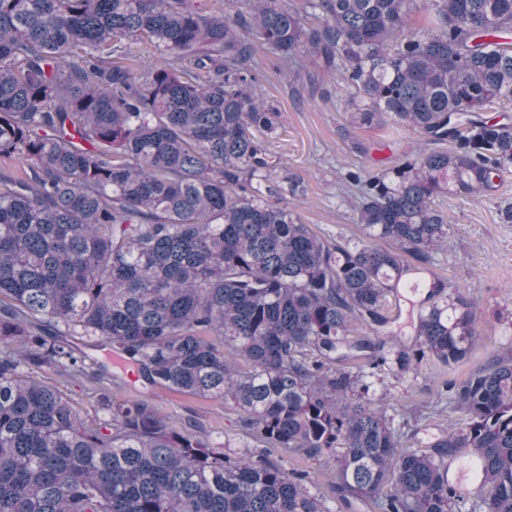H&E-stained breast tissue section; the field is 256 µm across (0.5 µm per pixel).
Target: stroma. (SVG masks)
Masks as SVG:
<instances>
[{"label":"stroma","mask_w":512,"mask_h":512,"mask_svg":"<svg viewBox=\"0 0 512 512\" xmlns=\"http://www.w3.org/2000/svg\"><path fill=\"white\" fill-rule=\"evenodd\" d=\"M254 61L265 100L281 114L270 145L272 179L281 198L298 222L310 225L322 239L357 241L355 198L342 173L394 165L412 149L414 134L392 120L371 128L350 126L340 106L335 73L322 70L316 82H308V66L284 65L261 44L255 47ZM357 141L366 146V153L354 151ZM505 199L512 200V168L500 173L486 197L440 200L451 231L432 272L474 307L477 336L467 357L452 366L427 357L416 372L400 380L387 378L373 388L387 410L408 408L417 413L422 442L460 422L458 414L434 411L435 401L428 393L432 382L461 380L491 354L512 353V223L504 221L497 207ZM107 383L116 399L148 398L177 427L195 424L198 435L216 448L247 451L248 440L238 431L236 414L223 401L147 390L128 372L109 377Z\"/></svg>","instance_id":"obj_1"}]
</instances>
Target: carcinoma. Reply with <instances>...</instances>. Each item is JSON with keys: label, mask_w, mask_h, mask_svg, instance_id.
Instances as JSON below:
<instances>
[{"label": "carcinoma", "mask_w": 512, "mask_h": 512, "mask_svg": "<svg viewBox=\"0 0 512 512\" xmlns=\"http://www.w3.org/2000/svg\"><path fill=\"white\" fill-rule=\"evenodd\" d=\"M0 0V512H327L285 450L324 458L374 512H512V355L444 383L462 426L416 444L369 398L426 355L462 361L472 303L435 278L413 343L383 332L387 297L428 272L450 225L436 200L487 195L512 166V0ZM495 36L501 42L490 43ZM336 73L351 125L419 137L389 169L350 170L353 247L299 223L271 185L280 113L252 65ZM161 63L127 64L128 42ZM448 145L445 151L432 146ZM368 332L359 336L357 326ZM95 337L151 388L232 404L256 458L218 451L146 399L117 403ZM46 370L98 384L86 417ZM478 464L460 492L448 461Z\"/></svg>", "instance_id": "obj_1"}]
</instances>
